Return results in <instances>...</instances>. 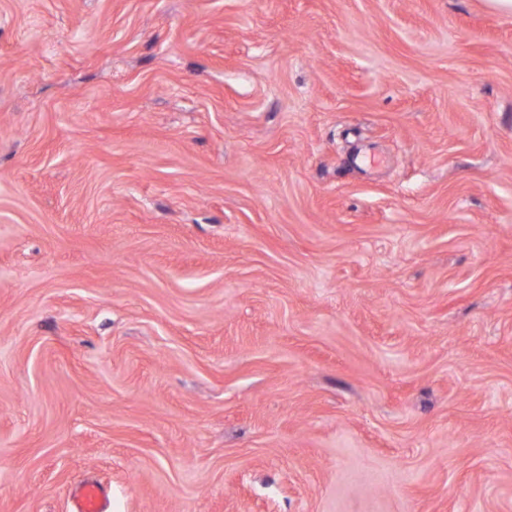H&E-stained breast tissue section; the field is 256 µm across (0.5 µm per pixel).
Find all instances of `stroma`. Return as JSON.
<instances>
[{
  "instance_id": "1",
  "label": "stroma",
  "mask_w": 512,
  "mask_h": 512,
  "mask_svg": "<svg viewBox=\"0 0 512 512\" xmlns=\"http://www.w3.org/2000/svg\"><path fill=\"white\" fill-rule=\"evenodd\" d=\"M512 512V15L0 0V512ZM103 492L94 484L80 485L75 491V512H105L101 507Z\"/></svg>"
}]
</instances>
